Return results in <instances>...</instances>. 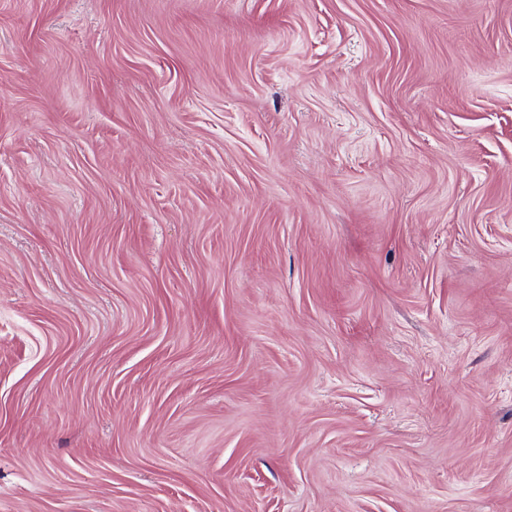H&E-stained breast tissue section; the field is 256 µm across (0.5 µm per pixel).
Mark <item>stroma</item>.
Here are the masks:
<instances>
[{
    "label": "stroma",
    "mask_w": 512,
    "mask_h": 512,
    "mask_svg": "<svg viewBox=\"0 0 512 512\" xmlns=\"http://www.w3.org/2000/svg\"><path fill=\"white\" fill-rule=\"evenodd\" d=\"M0 512H512V0H0Z\"/></svg>",
    "instance_id": "35a3bbf8"
}]
</instances>
